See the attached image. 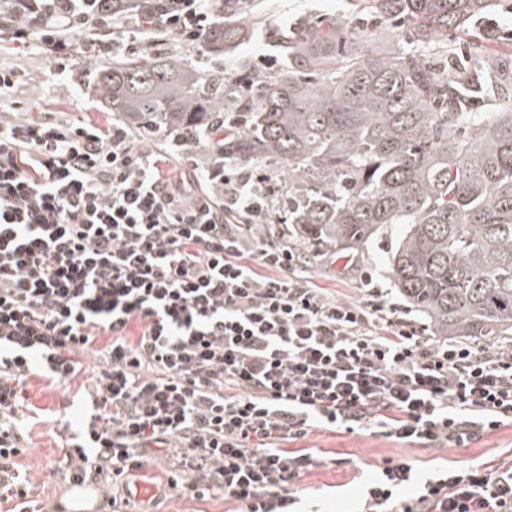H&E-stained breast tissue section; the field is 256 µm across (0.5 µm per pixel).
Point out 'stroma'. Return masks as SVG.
Here are the masks:
<instances>
[{
	"instance_id": "obj_1",
	"label": "stroma",
	"mask_w": 512,
	"mask_h": 512,
	"mask_svg": "<svg viewBox=\"0 0 512 512\" xmlns=\"http://www.w3.org/2000/svg\"><path fill=\"white\" fill-rule=\"evenodd\" d=\"M344 15L352 22L353 32L375 34L376 48H383L378 33L390 29L405 34L406 29L391 18L369 16L362 9L361 0H242L240 8L226 12L229 20L242 19L249 32L236 51L228 56H209L208 66H223L225 73L236 75L256 65L258 57L269 61L268 71L278 72L283 63L268 43L266 32L273 27L292 24L306 18L314 22L336 15ZM484 27L483 22L471 25L469 31H449L431 52L438 66L453 67L474 59L475 46ZM17 65L24 72L21 96L24 102L36 104L44 112H60L64 117L82 125L108 126L112 115L106 110L94 87V73L100 56L82 49L66 64L64 72H55L45 55L32 51L18 54L9 48L0 49V63ZM400 228H392L368 243L362 254L352 257L340 252L336 255L333 275H325L319 263H311L310 271L321 286L332 289L341 298L360 295L362 274H371L376 284L391 289L393 302H400L393 292V276L388 259L397 246ZM108 342L98 337L91 350L82 358L79 373L69 382L60 384L40 375L28 380L27 392L31 417L25 429L27 452L19 461L32 473L36 483L34 496L51 505L62 503L68 489L63 459L68 452L66 443L58 435L66 427H77L82 416V394L97 369V351ZM299 447L318 451L321 466L307 472L301 479L305 490V512H354L363 485L368 482L385 460L409 457L421 470L435 466L490 465L512 455V428L506 427L473 440L468 447L448 449L438 444H411L380 434L362 432L351 434L339 430L313 429L299 440ZM240 512V504L225 499L216 490L201 497H185L178 505L168 499L153 497L152 501L118 500V512Z\"/></svg>"
}]
</instances>
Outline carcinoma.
<instances>
[{
	"label": "carcinoma",
	"mask_w": 512,
	"mask_h": 512,
	"mask_svg": "<svg viewBox=\"0 0 512 512\" xmlns=\"http://www.w3.org/2000/svg\"><path fill=\"white\" fill-rule=\"evenodd\" d=\"M128 16L139 0H105ZM498 0H370L408 29L373 51L342 15L269 38L283 74L231 76L166 54L116 58L95 72L111 112L135 129L203 134L235 118L224 153L248 167L288 163L279 223L319 253L353 250L394 224L389 257L401 295L441 338H512V86L421 53L464 31ZM241 21L217 22L200 54L236 50Z\"/></svg>",
	"instance_id": "cac0c4a2"
}]
</instances>
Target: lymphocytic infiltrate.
<instances>
[{
  "mask_svg": "<svg viewBox=\"0 0 512 512\" xmlns=\"http://www.w3.org/2000/svg\"><path fill=\"white\" fill-rule=\"evenodd\" d=\"M210 0H166L111 24L107 50L164 32L197 45ZM106 24L101 0H0V42L68 59ZM21 72L0 65V503L34 512L26 385L66 382L107 337L87 385L92 412L66 456L70 480L118 482L157 457L181 471L159 495L200 486L246 512H293L318 463L284 449L314 425L464 448L512 426V347L436 339L390 302L319 286L297 248L250 228L265 214L257 168L181 162L50 112H24ZM137 339H130L131 329ZM359 512H512V459L418 474L387 460Z\"/></svg>",
  "mask_w": 512,
  "mask_h": 512,
  "instance_id": "1",
  "label": "lymphocytic infiltrate"
}]
</instances>
